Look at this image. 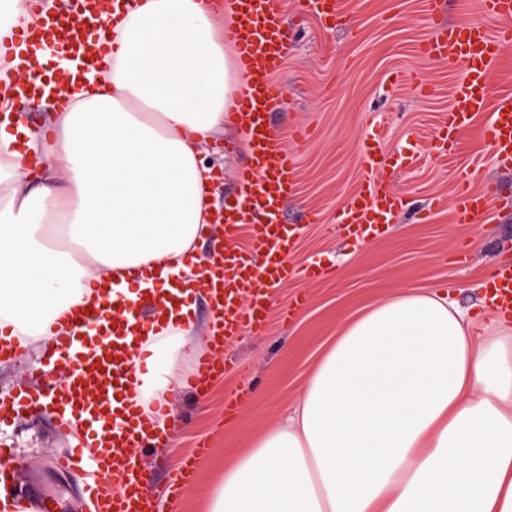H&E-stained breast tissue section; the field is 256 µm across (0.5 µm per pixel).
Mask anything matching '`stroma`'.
Segmentation results:
<instances>
[{
  "label": "stroma",
  "mask_w": 512,
  "mask_h": 512,
  "mask_svg": "<svg viewBox=\"0 0 512 512\" xmlns=\"http://www.w3.org/2000/svg\"><path fill=\"white\" fill-rule=\"evenodd\" d=\"M339 2L347 14L328 28L302 0H284L288 49L275 80L285 96L270 116L275 137L297 155V190L280 213L283 224L299 228L291 261L300 268L322 265L326 274L280 285L264 328L225 349L224 369L207 388L194 393L184 387L170 396L176 433L141 455L145 490L158 512H204L220 463L295 403L321 351L366 301L394 288H433L452 291L461 307L477 306L496 266L512 260V166L496 161L478 121L460 133L453 150H439L437 122L463 64L439 66L418 51L423 41L458 25L487 23L481 0H441L433 15L427 0ZM377 139L401 206L395 224L358 244L339 217L369 177L367 158ZM201 157L223 172L215 201L229 204L245 164L240 139L225 129ZM464 187L491 198L489 212L469 224L457 223L452 212ZM40 371L57 382L64 363L49 359L40 345L19 360L0 358V394L30 384ZM202 442L207 454L194 485L168 502L165 488ZM1 445L24 462L17 494L47 491L58 497L56 512H91L80 476L52 468L72 446L58 432L53 409L39 406L0 423Z\"/></svg>",
  "instance_id": "1"
}]
</instances>
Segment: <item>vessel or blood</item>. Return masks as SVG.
<instances>
[{"mask_svg": "<svg viewBox=\"0 0 512 512\" xmlns=\"http://www.w3.org/2000/svg\"><path fill=\"white\" fill-rule=\"evenodd\" d=\"M242 22L238 29V51L230 65L233 104L227 113L231 123L250 136V164L239 179L240 198L224 210V238L232 240L238 227L251 232L249 251L227 250L215 265L207 286L215 295L211 329L212 353L198 360L193 381L205 382L223 368L225 347L245 331H260L263 315L272 298V288L288 279L305 275L321 277L320 266L298 271L288 258L294 248L293 233L281 224L278 212L284 199L296 188L297 164L287 148L276 144L269 115L285 91L275 81L284 63L281 0H238ZM116 0H76L74 7L47 16L41 26L62 38L71 54L90 55L87 25L108 28ZM487 17L499 24L490 31L481 24L454 29L440 40L426 42L427 58L463 61L462 76L450 92L448 111L440 119L437 137L454 141L476 116H484L481 134L497 159L512 160V96L492 97L487 75L512 43V0H484ZM371 177L355 192L344 208L345 231L362 236L370 225L391 224L401 201L386 184L388 164L382 147L368 158ZM462 221L485 215L489 199L482 194L463 193L453 201ZM494 297L512 305V266L498 269ZM95 299L91 313L74 308L61 314L72 337L93 333L95 342L75 349L71 340L58 343V354L66 362L69 378L52 392L50 403L62 411L58 426L68 431L71 421L83 422L77 448L60 457L55 471L87 468L92 480L86 492L95 512H156L143 491L144 472L139 449L156 446L159 439L133 399L136 386L134 343L151 317L147 306L115 295L108 283L92 286Z\"/></svg>", "mask_w": 512, "mask_h": 512, "instance_id": "vessel-or-blood-1", "label": "vessel or blood"}]
</instances>
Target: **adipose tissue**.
<instances>
[{"label":"adipose tissue","instance_id":"obj_1","mask_svg":"<svg viewBox=\"0 0 512 512\" xmlns=\"http://www.w3.org/2000/svg\"><path fill=\"white\" fill-rule=\"evenodd\" d=\"M238 24L234 0H118L49 123L0 124L1 346L68 338L57 316L100 280L134 301L178 288L136 344L137 398L161 407L182 385L199 276L182 256L219 213L200 152L224 129ZM471 324L447 292L363 306L205 512H512V314Z\"/></svg>","mask_w":512,"mask_h":512}]
</instances>
